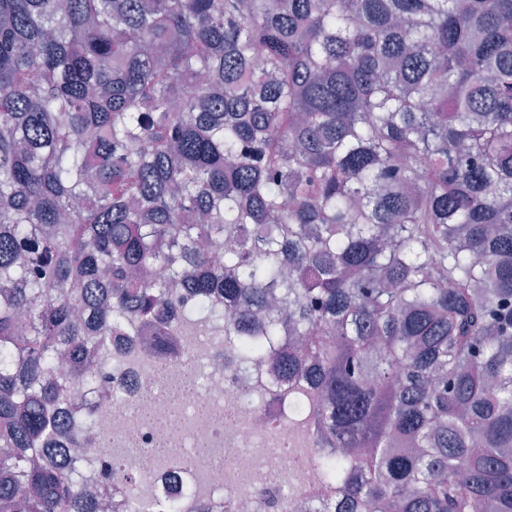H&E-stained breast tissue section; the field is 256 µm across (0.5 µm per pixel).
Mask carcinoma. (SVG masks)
I'll return each mask as SVG.
<instances>
[{"mask_svg": "<svg viewBox=\"0 0 512 512\" xmlns=\"http://www.w3.org/2000/svg\"><path fill=\"white\" fill-rule=\"evenodd\" d=\"M216 326L317 512H512V0H0V512H109L61 411Z\"/></svg>", "mask_w": 512, "mask_h": 512, "instance_id": "cac0c4a2", "label": "carcinoma"}]
</instances>
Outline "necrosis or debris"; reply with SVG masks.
Returning a JSON list of instances; mask_svg holds the SVG:
<instances>
[{"mask_svg":"<svg viewBox=\"0 0 512 512\" xmlns=\"http://www.w3.org/2000/svg\"><path fill=\"white\" fill-rule=\"evenodd\" d=\"M178 347L204 374L196 395L177 389L186 361L148 358L135 338L119 350L118 381L77 385L76 402L96 404L106 423L90 438L91 457L133 449L128 469L158 501L179 498L182 512H311L315 468L301 451L313 430L272 368L242 362L234 343L209 328L186 332ZM203 454L211 463L198 475L182 469Z\"/></svg>","mask_w":512,"mask_h":512,"instance_id":"1","label":"necrosis or debris"}]
</instances>
